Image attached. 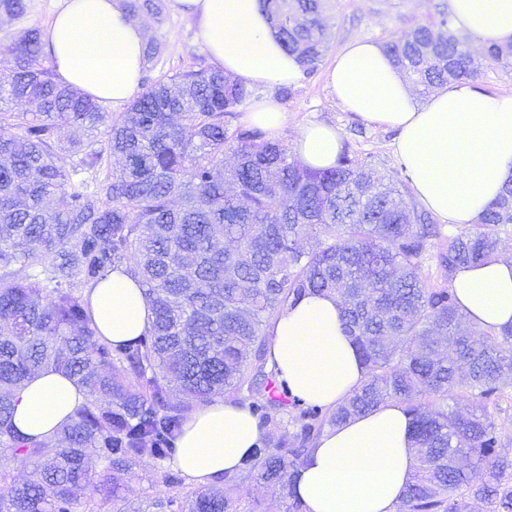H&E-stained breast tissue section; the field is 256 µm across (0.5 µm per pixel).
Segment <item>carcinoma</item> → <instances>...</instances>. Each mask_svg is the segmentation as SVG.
<instances>
[{
  "mask_svg": "<svg viewBox=\"0 0 512 512\" xmlns=\"http://www.w3.org/2000/svg\"><path fill=\"white\" fill-rule=\"evenodd\" d=\"M328 0H263L272 32L316 72L327 49ZM384 43L394 65L423 91L481 77L448 15ZM130 15L161 16L163 0H129ZM28 0H0L16 19ZM487 54L512 69V44ZM41 31L0 46V450L27 464L16 481L0 469V512H238L239 485L278 484L289 512H303L291 480L325 426L388 402L415 421L418 466L396 512H512V460L495 452L503 426L482 405L512 389V327L463 328L454 294L429 288L420 267L432 216L401 180H384L349 157L311 170L258 128L228 134V119L253 95L212 67L177 72L106 112L59 79ZM73 141L91 181L74 184L58 164L57 132ZM107 164L104 176L98 171ZM490 230L459 234L439 257L453 273L499 255L512 224V181L480 215ZM306 238L315 246L302 245ZM121 266L140 279L151 327L116 347L97 337L84 289ZM336 295L344 333L366 368L336 408H310L290 439L254 449L222 487L177 503H119V475L136 462L172 461L188 414L226 392L243 395L261 426L286 406L270 396L265 329L307 295ZM42 370L87 390L60 432L26 437L13 424L18 388ZM427 402H422V398ZM103 474L92 481L86 450ZM486 471L490 479L476 475Z\"/></svg>",
  "mask_w": 512,
  "mask_h": 512,
  "instance_id": "cac0c4a2",
  "label": "carcinoma"
}]
</instances>
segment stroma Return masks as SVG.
Instances as JSON below:
<instances>
[{
	"label": "stroma",
	"instance_id": "stroma-1",
	"mask_svg": "<svg viewBox=\"0 0 512 512\" xmlns=\"http://www.w3.org/2000/svg\"><path fill=\"white\" fill-rule=\"evenodd\" d=\"M57 5V0H29L26 15L0 20V43L11 42L27 28L44 27ZM429 12V0H332L327 13L328 49L317 72L303 76L284 103L288 127L282 137L283 142L291 143L299 128L306 123L327 122L340 130L349 158L364 162L380 173L402 176V163L393 146L396 131L373 126L344 111L328 86L327 72L337 53L348 43L359 39L385 42L406 33L414 23L427 18ZM142 25L147 37L155 38L162 45L159 59L144 68L143 80H156L197 68L207 56L195 22L181 14L171 2L160 18L143 20ZM471 230L468 224L446 226L439 236L429 241L421 273L430 287H449L450 282L437 257L447 252L453 237ZM163 474V467L152 461L137 463L122 475L118 494L125 503L137 505L192 490V483L186 481L165 486Z\"/></svg>",
	"mask_w": 512,
	"mask_h": 512
}]
</instances>
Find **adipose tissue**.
<instances>
[{
    "label": "adipose tissue",
    "mask_w": 512,
    "mask_h": 512,
    "mask_svg": "<svg viewBox=\"0 0 512 512\" xmlns=\"http://www.w3.org/2000/svg\"><path fill=\"white\" fill-rule=\"evenodd\" d=\"M174 2L198 24L212 67L267 88L243 119L279 137L288 114L275 91L297 83L302 70L271 34L259 0ZM447 9L475 45L512 43V0H447ZM42 41L62 80L101 106L124 111L138 92L146 37L123 0H59ZM327 80L345 111L396 130L395 152L412 194L441 223H474L512 178V94L451 83L419 97L382 48L365 41L337 55ZM343 149L340 132L325 122L302 126L293 142L297 159L313 170L335 166ZM451 289L471 324L512 326V259L458 268ZM88 300L100 339L127 343L150 326L149 302L126 268L113 270ZM340 316L335 296L309 295L268 327L267 363L290 396L333 409L364 380ZM85 399L73 381L40 372L17 392L14 426L28 437L53 434ZM413 430L412 416L390 403L322 433L294 477L306 512H396L417 465ZM264 436L248 404L217 399L189 415L173 464L188 481L208 484L238 472Z\"/></svg>",
    "instance_id": "ef3b65f1"
}]
</instances>
